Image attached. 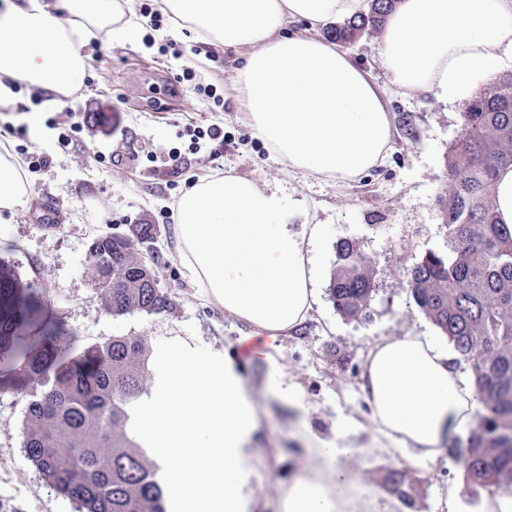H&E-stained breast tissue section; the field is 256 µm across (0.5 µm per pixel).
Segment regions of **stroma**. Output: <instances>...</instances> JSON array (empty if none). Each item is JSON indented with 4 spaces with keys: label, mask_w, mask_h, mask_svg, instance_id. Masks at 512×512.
Wrapping results in <instances>:
<instances>
[{
    "label": "stroma",
    "mask_w": 512,
    "mask_h": 512,
    "mask_svg": "<svg viewBox=\"0 0 512 512\" xmlns=\"http://www.w3.org/2000/svg\"><path fill=\"white\" fill-rule=\"evenodd\" d=\"M151 46L97 43L87 47L81 86L60 105L43 109L50 92L23 87L0 108V125H26L36 116L45 133L37 145L49 157L45 168L26 172V203L0 210V261L22 283L43 288L40 320H59L75 347L115 336H138L152 357L180 343L206 357H231L253 401L259 426L252 442L248 491L255 512H278L289 479L312 465L303 450L302 431L323 439L346 425L356 454L344 467L372 498L390 512H438L437 492L459 489L461 512H479L490 491L467 486L456 462L412 467L401 487L388 480L398 468L396 455L383 449L361 396L364 358L377 340L407 333L438 335V328L407 292V272L426 252L448 249V227L439 197L449 188L446 154L459 130L465 102L447 105L429 94L390 91L388 106L395 129L383 166L353 182L313 179L274 162L240 112L231 81L238 65L235 51L204 48L189 31L170 37L167 28L148 30ZM174 40L179 56L159 55L156 47ZM207 54L209 65L198 61ZM197 81L212 83L223 105L182 90L184 65ZM83 119V130L69 146L57 143L49 120ZM410 119L415 139L400 126ZM217 125L224 129L218 152L190 150L187 129ZM179 153L171 163V153ZM233 172L264 190H281L304 201V223L321 227L310 248L319 304L300 330L282 335L272 363L252 360L241 337L248 325L208 300L186 278L175 249V209L182 193L201 180ZM149 224L156 231L152 251L159 288L171 299L158 314L108 313L87 259L92 239ZM348 240L371 260L375 290L363 318L336 312L329 295L336 245ZM277 367L298 400L273 390L268 371ZM28 396L0 387V512H77L28 459L21 426Z\"/></svg>",
    "instance_id": "obj_1"
}]
</instances>
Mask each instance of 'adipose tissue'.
I'll return each mask as SVG.
<instances>
[{
	"label": "adipose tissue",
	"mask_w": 512,
	"mask_h": 512,
	"mask_svg": "<svg viewBox=\"0 0 512 512\" xmlns=\"http://www.w3.org/2000/svg\"><path fill=\"white\" fill-rule=\"evenodd\" d=\"M172 30L241 54L233 89L249 127L280 164L351 182L383 165L393 122L387 89L447 104L480 94L512 58V0H399L383 26L381 85L325 37L323 26L369 9L368 0H161ZM149 28L130 0H0V106L23 83L64 94L85 76L91 39L140 44ZM28 197L24 163L0 144V210ZM299 202L233 173L189 189L176 207L177 252L187 277L225 312L263 334L253 358L270 361L282 333L317 303L307 241L291 226ZM455 353L427 336L382 339L369 350L361 390L380 441L408 465L444 458L467 434L479 401L453 367ZM160 387L130 424L164 472L169 512H249L258 417L228 358L174 345ZM309 471L295 475L280 512H380L343 459L344 435L304 433Z\"/></svg>",
	"instance_id": "obj_1"
}]
</instances>
